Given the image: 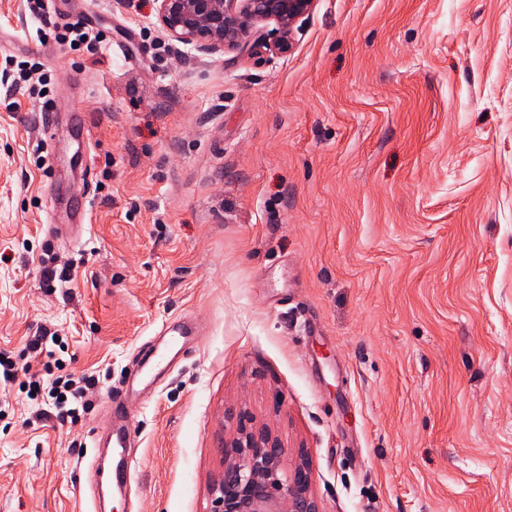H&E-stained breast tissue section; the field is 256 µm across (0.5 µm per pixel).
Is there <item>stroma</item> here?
Listing matches in <instances>:
<instances>
[{
	"mask_svg": "<svg viewBox=\"0 0 512 512\" xmlns=\"http://www.w3.org/2000/svg\"><path fill=\"white\" fill-rule=\"evenodd\" d=\"M78 10L103 41L75 51L0 0L29 43L0 49V351L41 371L56 336L97 379L65 423L0 385V512H211L244 417L320 512H512V0H317L285 55L271 21L212 52L155 0ZM185 315L205 336L128 407L133 503L97 504L102 405Z\"/></svg>",
	"mask_w": 512,
	"mask_h": 512,
	"instance_id": "obj_1",
	"label": "stroma"
}]
</instances>
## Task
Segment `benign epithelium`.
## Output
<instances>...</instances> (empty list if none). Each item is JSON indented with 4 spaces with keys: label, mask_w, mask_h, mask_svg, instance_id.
Segmentation results:
<instances>
[{
    "label": "benign epithelium",
    "mask_w": 512,
    "mask_h": 512,
    "mask_svg": "<svg viewBox=\"0 0 512 512\" xmlns=\"http://www.w3.org/2000/svg\"><path fill=\"white\" fill-rule=\"evenodd\" d=\"M316 0H156L158 21L172 39L194 48L233 49L252 25L271 20L277 25L275 49L293 48L297 22ZM230 468L215 480L210 492L212 512H318L310 494L306 470L297 467L278 477L281 448L263 432H247L222 448Z\"/></svg>",
    "instance_id": "1"
}]
</instances>
